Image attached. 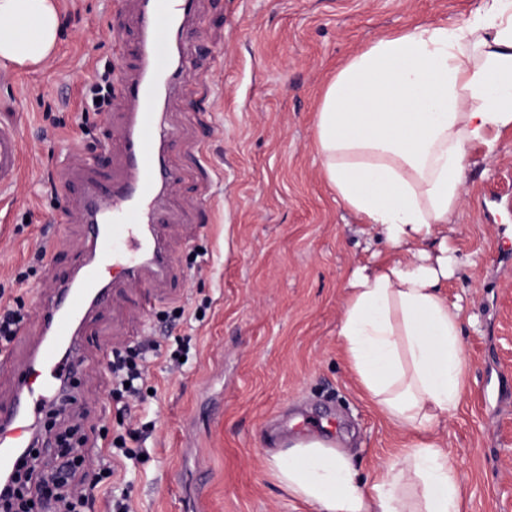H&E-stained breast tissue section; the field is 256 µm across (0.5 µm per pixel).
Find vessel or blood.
Masks as SVG:
<instances>
[{
    "label": "vessel or blood",
    "instance_id": "1",
    "mask_svg": "<svg viewBox=\"0 0 512 512\" xmlns=\"http://www.w3.org/2000/svg\"><path fill=\"white\" fill-rule=\"evenodd\" d=\"M193 0H139L136 63L119 101L120 123L113 135L120 165L111 176L100 175L85 161L66 164L60 181L82 199L86 252L62 283L49 288L42 301L40 336L29 340L18 331L11 347L0 350V368L25 349L26 363L12 402L0 408V474L15 471L24 448L42 446L38 416L61 402L81 362L78 338L92 308L102 305L111 288H135L138 306L156 303V282L173 258L159 226L161 201L173 176L164 147L172 132L161 122V110L172 107L173 88L186 49L180 33L191 17ZM21 143L10 114L0 115V191L19 180Z\"/></svg>",
    "mask_w": 512,
    "mask_h": 512
}]
</instances>
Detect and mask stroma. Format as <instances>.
I'll use <instances>...</instances> for the list:
<instances>
[{
  "label": "stroma",
  "instance_id": "obj_1",
  "mask_svg": "<svg viewBox=\"0 0 512 512\" xmlns=\"http://www.w3.org/2000/svg\"><path fill=\"white\" fill-rule=\"evenodd\" d=\"M184 30L193 66L164 118L176 185L163 234L173 275L141 314L115 293L81 338L77 401L65 416L100 438L120 420L104 347L151 336L155 395L132 408L153 423L147 455L129 464L135 512H315L262 466L287 436L346 440L357 475L416 443H444L455 463L461 512H512V131L493 154L472 153L450 243L458 267L466 392L447 424L401 430L361 394L338 345L346 271L379 262L357 219L321 174L316 112L329 81L378 36L423 22L467 20L479 0H195ZM61 36L37 66L0 68V109L22 144L17 185L0 194V289L19 299L29 336L39 331L48 276L82 254L81 207L57 179L75 157L93 160L119 115L82 117L87 78L111 63L120 96L134 43V0H58ZM48 239L53 266L33 264ZM182 311L176 325L166 314ZM189 338L183 370L170 371L175 337Z\"/></svg>",
  "mask_w": 512,
  "mask_h": 512
}]
</instances>
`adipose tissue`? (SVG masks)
Masks as SVG:
<instances>
[{
  "label": "adipose tissue",
  "instance_id": "obj_1",
  "mask_svg": "<svg viewBox=\"0 0 512 512\" xmlns=\"http://www.w3.org/2000/svg\"><path fill=\"white\" fill-rule=\"evenodd\" d=\"M58 37L56 0H0L1 67L42 62ZM315 127L337 200L388 247L347 278L337 332L346 362L388 420L432 430L463 397V307L444 291L458 264L448 226L472 148L493 153L512 128V0H480L460 24L380 36L337 71ZM264 467L316 512H460L456 471L433 442L385 462L369 487L338 443L315 434L270 452Z\"/></svg>",
  "mask_w": 512,
  "mask_h": 512
}]
</instances>
